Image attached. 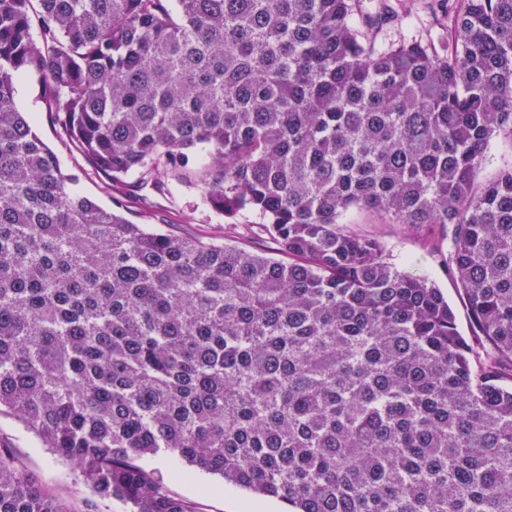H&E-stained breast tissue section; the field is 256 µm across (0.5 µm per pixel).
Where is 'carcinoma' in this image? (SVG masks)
I'll use <instances>...</instances> for the list:
<instances>
[{
	"instance_id": "cac0c4a2",
	"label": "carcinoma",
	"mask_w": 512,
	"mask_h": 512,
	"mask_svg": "<svg viewBox=\"0 0 512 512\" xmlns=\"http://www.w3.org/2000/svg\"><path fill=\"white\" fill-rule=\"evenodd\" d=\"M384 44L357 0H0V414L76 463L60 502L0 445V512H195L161 452L288 512H512V0ZM109 189L248 209L289 261L127 220ZM430 228L475 327L351 233ZM512 159V143L506 137L495 138L485 155L480 178L482 180L493 177L505 162Z\"/></svg>"
}]
</instances>
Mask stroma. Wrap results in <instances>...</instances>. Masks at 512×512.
<instances>
[{"label":"stroma","mask_w":512,"mask_h":512,"mask_svg":"<svg viewBox=\"0 0 512 512\" xmlns=\"http://www.w3.org/2000/svg\"><path fill=\"white\" fill-rule=\"evenodd\" d=\"M389 21L387 39L397 40L423 35L443 37L442 27L433 25L435 0H384ZM16 103L21 111L35 120V130L61 159L66 170L79 173L75 189L100 205L110 206L113 199L106 190L105 178L92 170L81 152L69 141L59 126L54 125L44 93L36 80L22 77L17 84ZM125 216L151 230L174 231L205 241L228 243L252 254L282 259L276 240L256 224L251 212L218 215L199 203L193 191L184 189L172 198L150 192L141 196L121 197ZM351 232L378 239L386 257L399 270L423 275L435 282L453 307L459 332L471 337L474 326L455 279L443 272L434 261L437 235L401 224H386L366 211L347 215ZM0 442L12 449L27 473L49 488L62 500L78 505L87 496L81 469L43 448L39 440L13 417L0 415ZM147 467L164 475V488L172 496L191 501L197 512H285V506L273 498L255 502L247 492L224 488L220 480L196 468L186 466L169 455L146 458Z\"/></svg>","instance_id":"obj_1"}]
</instances>
